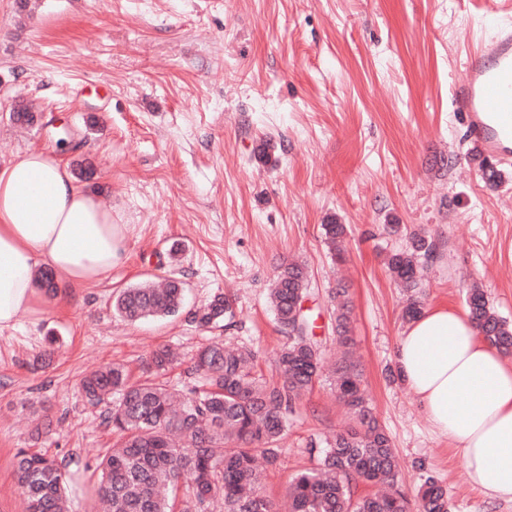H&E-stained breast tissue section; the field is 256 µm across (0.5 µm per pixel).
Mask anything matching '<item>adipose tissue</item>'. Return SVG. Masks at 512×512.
Here are the masks:
<instances>
[{
    "label": "adipose tissue",
    "instance_id": "ef3b65f1",
    "mask_svg": "<svg viewBox=\"0 0 512 512\" xmlns=\"http://www.w3.org/2000/svg\"><path fill=\"white\" fill-rule=\"evenodd\" d=\"M126 254V225L96 192L77 187L69 162L29 149L0 166V330L37 312L42 272L80 289ZM395 363L432 426L454 444L469 483L512 504V362L465 313L435 306L407 325Z\"/></svg>",
    "mask_w": 512,
    "mask_h": 512
}]
</instances>
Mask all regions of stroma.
Listing matches in <instances>:
<instances>
[{"label": "stroma", "mask_w": 512, "mask_h": 512, "mask_svg": "<svg viewBox=\"0 0 512 512\" xmlns=\"http://www.w3.org/2000/svg\"><path fill=\"white\" fill-rule=\"evenodd\" d=\"M498 15L512 18V0H0V166L58 149L69 129L78 186L97 188L128 226L122 266L0 331V512L24 510L21 448L62 461L71 512H94L90 468L115 436L81 379L109 362L140 376L157 344L191 358L213 336L191 314L216 294L236 299L221 338L258 351L274 378L287 337L268 292L285 262L307 272L327 373L290 415L265 494L280 499L310 467L309 441L353 423L329 375L341 357L329 293L344 288L354 361L403 491L415 497L431 476L454 512H512L469 485L393 375L406 294L384 265L410 233L425 235L436 246L426 305L464 309L476 283L512 321V164L488 183L449 105L466 52L494 34ZM19 112L34 123L17 122ZM330 222L348 227L341 263L324 241ZM171 268L187 287L177 315L132 324L113 311L117 290ZM52 335L59 347L45 364ZM48 405L53 432L33 438Z\"/></svg>", "instance_id": "stroma-1"}]
</instances>
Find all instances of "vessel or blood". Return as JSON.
<instances>
[{"label":"vessel or blood","mask_w":512,"mask_h":512,"mask_svg":"<svg viewBox=\"0 0 512 512\" xmlns=\"http://www.w3.org/2000/svg\"><path fill=\"white\" fill-rule=\"evenodd\" d=\"M463 76L450 85L451 107L465 118L468 139L498 163L512 162V23L466 56Z\"/></svg>","instance_id":"1"}]
</instances>
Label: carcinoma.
Segmentation results:
<instances>
[{
	"label": "carcinoma",
	"instance_id": "cac0c4a2",
	"mask_svg": "<svg viewBox=\"0 0 512 512\" xmlns=\"http://www.w3.org/2000/svg\"><path fill=\"white\" fill-rule=\"evenodd\" d=\"M331 250L340 249L347 235L344 224L323 225ZM434 243L417 233L410 245L387 258L394 281L407 294L403 318L424 309V270ZM165 287L140 283L112 299L124 319L173 315L183 303L184 282L163 279ZM309 279L296 263L280 266L270 290V302L288 341L280 350L279 379L256 374V355L214 340L200 347L189 371L201 380L183 399L157 377L179 363L168 345L152 349L143 363L145 377L132 380L126 368L110 364L81 383L92 405L112 399L104 422L119 439L96 465L94 490L109 512H279L277 502L262 490V472L279 463L278 448L287 415L313 387L322 370L323 352L314 339L307 313L302 311ZM336 303V340L350 348L348 299L342 288L330 294ZM466 311L479 334L505 355L512 353V324L498 314L480 288L468 289ZM234 300L215 295L193 313L206 329L230 325ZM335 388L352 410L355 424L340 430L321 448L311 446L312 466L298 472L287 492L288 512H451L445 487L428 477L417 499L410 500L398 485L399 463L392 440L379 423L362 388L351 358L336 371ZM15 475L24 512H69V474L56 459L22 448ZM381 485L384 491L353 498L354 483Z\"/></svg>",
	"mask_w": 512,
	"mask_h": 512
}]
</instances>
